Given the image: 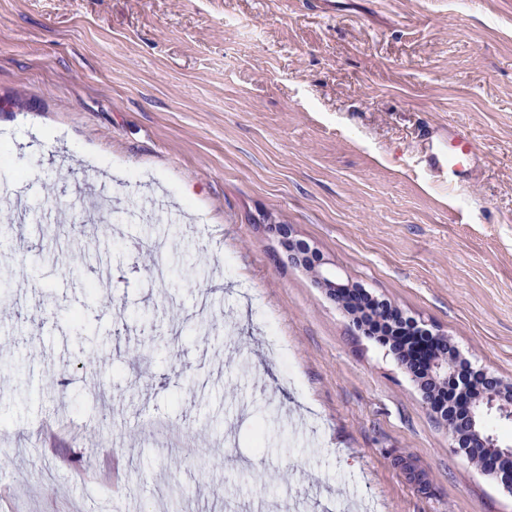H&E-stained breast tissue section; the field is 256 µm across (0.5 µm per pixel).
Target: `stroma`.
I'll return each mask as SVG.
<instances>
[{
    "label": "stroma",
    "mask_w": 512,
    "mask_h": 512,
    "mask_svg": "<svg viewBox=\"0 0 512 512\" xmlns=\"http://www.w3.org/2000/svg\"><path fill=\"white\" fill-rule=\"evenodd\" d=\"M453 120L480 160L451 191L418 134ZM7 142L9 512H512L271 230L512 382V0H0Z\"/></svg>",
    "instance_id": "stroma-1"
}]
</instances>
